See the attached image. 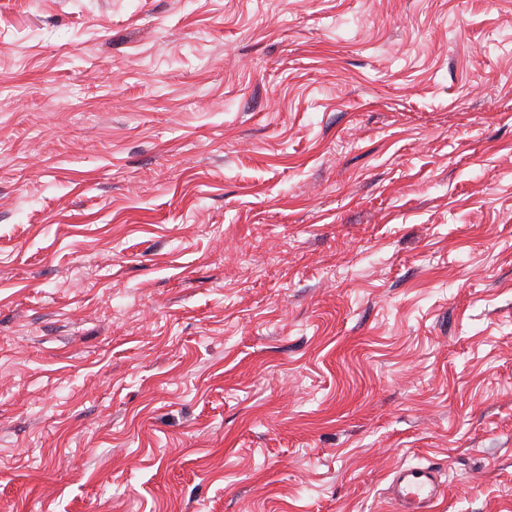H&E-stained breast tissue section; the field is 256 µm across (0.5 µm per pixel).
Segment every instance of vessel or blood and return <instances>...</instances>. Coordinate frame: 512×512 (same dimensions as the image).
I'll return each mask as SVG.
<instances>
[{
    "mask_svg": "<svg viewBox=\"0 0 512 512\" xmlns=\"http://www.w3.org/2000/svg\"><path fill=\"white\" fill-rule=\"evenodd\" d=\"M390 512H438L447 495V485L434 465L395 467L390 473Z\"/></svg>",
    "mask_w": 512,
    "mask_h": 512,
    "instance_id": "vessel-or-blood-1",
    "label": "vessel or blood"
}]
</instances>
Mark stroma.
Wrapping results in <instances>:
<instances>
[{
	"mask_svg": "<svg viewBox=\"0 0 512 512\" xmlns=\"http://www.w3.org/2000/svg\"><path fill=\"white\" fill-rule=\"evenodd\" d=\"M512 512V0H0V512ZM390 512H437L446 498L447 484L434 465L395 467L390 473Z\"/></svg>",
	"mask_w": 512,
	"mask_h": 512,
	"instance_id": "obj_1",
	"label": "stroma"
}]
</instances>
